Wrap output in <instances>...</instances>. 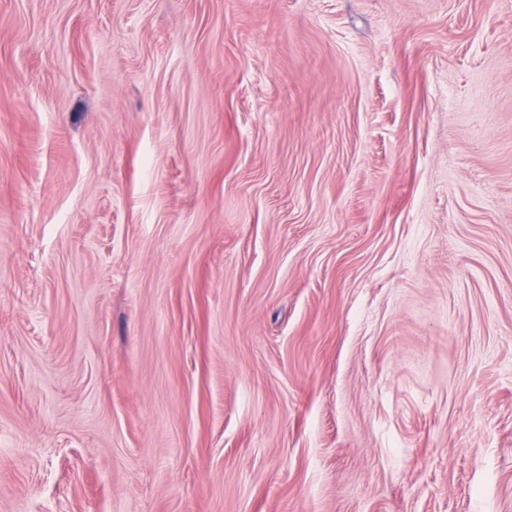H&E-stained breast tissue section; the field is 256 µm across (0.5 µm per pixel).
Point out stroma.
Masks as SVG:
<instances>
[{
    "mask_svg": "<svg viewBox=\"0 0 512 512\" xmlns=\"http://www.w3.org/2000/svg\"><path fill=\"white\" fill-rule=\"evenodd\" d=\"M0 512H512V0H0Z\"/></svg>",
    "mask_w": 512,
    "mask_h": 512,
    "instance_id": "1",
    "label": "stroma"
}]
</instances>
